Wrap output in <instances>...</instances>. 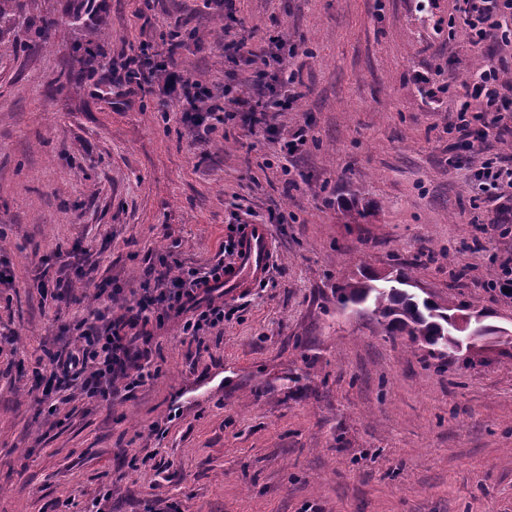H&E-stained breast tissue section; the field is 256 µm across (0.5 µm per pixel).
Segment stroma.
Wrapping results in <instances>:
<instances>
[{"label":"stroma","instance_id":"stroma-1","mask_svg":"<svg viewBox=\"0 0 512 512\" xmlns=\"http://www.w3.org/2000/svg\"><path fill=\"white\" fill-rule=\"evenodd\" d=\"M25 2L0 39V512H512V343L443 364L336 302L361 268L401 270L512 330V299L489 286L512 233L468 188L512 156V92L501 135L455 150L448 132L471 72L512 83V43L472 46L458 0H154L180 29L178 68L213 90L261 79L232 59L241 33L296 48L302 95L273 139L236 118L200 141L178 101L107 81L153 36L141 0H96L112 40L64 88L69 27L44 46L25 24L60 21L68 0ZM424 75L448 93L422 97ZM246 223L268 224L273 263L225 299L223 325L194 340L149 324L134 344L157 374L117 382L111 403L46 384L90 311L136 304L150 260L211 267ZM67 264L83 282L43 296L36 276ZM109 281L121 294L96 291Z\"/></svg>","mask_w":512,"mask_h":512}]
</instances>
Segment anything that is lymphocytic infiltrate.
Wrapping results in <instances>:
<instances>
[{
	"instance_id": "1",
	"label": "lymphocytic infiltrate",
	"mask_w": 512,
	"mask_h": 512,
	"mask_svg": "<svg viewBox=\"0 0 512 512\" xmlns=\"http://www.w3.org/2000/svg\"><path fill=\"white\" fill-rule=\"evenodd\" d=\"M506 9L512 11V0H460V17L470 30L473 45H480L499 31L498 16ZM178 46L175 40L160 50L150 43H143L138 55L124 64L123 80L142 91L160 89L164 98L183 102L182 117L191 122L199 136H210L218 123L234 119L241 112L245 113L251 128L272 130L278 112L298 98L295 73L282 54L283 39H269L265 46L257 49L244 42L239 44L238 49L246 62L273 68L270 80L274 94L260 93L250 98L234 95L229 87L217 94L187 77L174 65ZM504 85L500 69L490 66L477 71L468 98L458 110L456 148L470 146L472 121L483 120L485 113L498 111ZM507 187L512 189V156L484 160L470 182V189L478 201L486 198L501 200ZM215 276L212 269L202 272L185 267L172 279L162 271L155 279L156 292L138 301L135 314L114 319L100 312L81 320L78 325L80 345L65 360L64 370L76 376L88 374L87 394L106 401L112 398L111 385L116 377L132 379L136 384L151 378L152 372L143 361V352L135 353L130 348V333L148 324L151 316L161 311L179 319L181 331L186 336L195 337L203 328L223 325L224 297L209 286Z\"/></svg>"
}]
</instances>
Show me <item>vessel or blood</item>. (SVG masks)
<instances>
[{"instance_id":"b4317fda","label":"vessel or blood","mask_w":512,"mask_h":512,"mask_svg":"<svg viewBox=\"0 0 512 512\" xmlns=\"http://www.w3.org/2000/svg\"><path fill=\"white\" fill-rule=\"evenodd\" d=\"M271 236L267 225L245 224L237 234V259L225 267L216 288L232 296L255 288L263 282L272 265Z\"/></svg>"}]
</instances>
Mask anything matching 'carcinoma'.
<instances>
[{
  "instance_id": "obj_1",
  "label": "carcinoma",
  "mask_w": 512,
  "mask_h": 512,
  "mask_svg": "<svg viewBox=\"0 0 512 512\" xmlns=\"http://www.w3.org/2000/svg\"><path fill=\"white\" fill-rule=\"evenodd\" d=\"M78 7L69 13L65 20L71 30L79 33L96 31L97 39L112 37L107 21L96 17L95 25H90L88 17L94 10L93 0H77ZM22 10V0H0V34L13 29ZM59 24L55 19L28 20V30L41 41L50 38L52 30ZM99 45L78 37L71 44V56L79 64L77 73L62 72L53 82L62 86L92 73L89 63L98 54ZM408 276L401 272L393 281L379 280L373 274H361L336 286V299L343 307L365 306L378 317L385 333L389 336H406L411 341H423L428 345V356L436 360L449 358V351L455 343L451 335V320L455 314L467 310L464 303L448 305L429 298H421L405 289Z\"/></svg>"
}]
</instances>
